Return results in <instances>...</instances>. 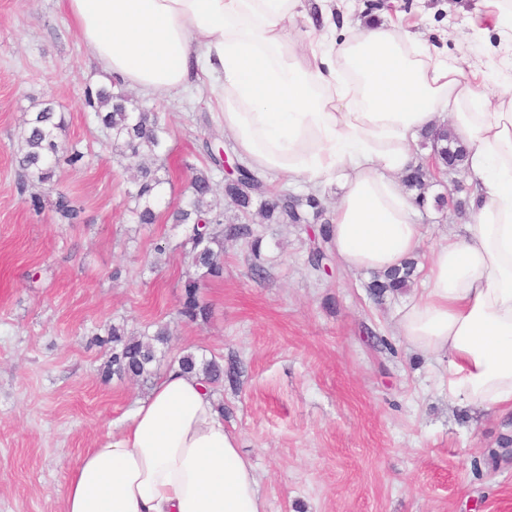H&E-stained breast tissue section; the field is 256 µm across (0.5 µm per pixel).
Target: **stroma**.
<instances>
[{
	"label": "stroma",
	"mask_w": 512,
	"mask_h": 512,
	"mask_svg": "<svg viewBox=\"0 0 512 512\" xmlns=\"http://www.w3.org/2000/svg\"><path fill=\"white\" fill-rule=\"evenodd\" d=\"M341 0L350 23L372 16L427 39L433 52L466 60L485 89L503 47L486 0ZM86 57L61 0H0V512H62L79 457L127 425L150 384L103 379L100 325L141 333L167 325L156 374L185 352L237 366L238 382L216 389L224 424L257 469L267 512H512V415L452 403L443 365L411 352L394 311L373 299L372 276L328 254L327 273L308 265L311 225L253 224L259 254L224 242V278L206 281L207 321L175 314L188 268L183 225L169 213L198 170L216 187L209 152L237 155L205 90L139 98L166 126L169 184L155 224L134 223L125 191L127 160L87 103L111 87ZM53 100L64 139L84 154L58 163L49 182L26 179L18 135L29 113ZM466 170L431 182L415 220L427 259L467 217ZM82 208L59 223L57 192ZM41 210L30 205L32 195ZM265 278L252 277L253 265Z\"/></svg>",
	"instance_id": "35a3bbf8"
}]
</instances>
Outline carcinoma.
Here are the masks:
<instances>
[{"label": "carcinoma", "mask_w": 512, "mask_h": 512, "mask_svg": "<svg viewBox=\"0 0 512 512\" xmlns=\"http://www.w3.org/2000/svg\"><path fill=\"white\" fill-rule=\"evenodd\" d=\"M88 104L112 137L114 153L137 163V174L127 190V196L134 202L133 218L138 224L156 223L159 218L156 208L164 179L152 161L160 156L166 128L161 126L156 115L133 111L126 101V94L120 89L100 88L90 92ZM26 125L21 158L26 177L44 182L58 162L65 160L75 165L83 159L82 152L61 139L65 121L56 109H41L26 121ZM431 179L432 174L423 162L418 163L404 179L407 189L416 192L415 203L420 207L425 203ZM223 197L241 214L244 222L224 225V209L216 198L212 178L201 170L193 174L182 205L172 213L174 223L188 228L184 246L187 247L190 267L202 271L200 276L185 273L181 283L177 316L187 322L205 321L210 315V308L201 292L202 279L224 277V261L221 260L224 238L243 239L253 253L259 252L261 240L245 222L252 214H257L263 224H317L323 241L327 242L331 237V223L322 219L324 207L317 195L299 196L287 190H274L246 166L238 169L236 177L224 184ZM54 208L61 224H76L80 220V206L63 192L57 193ZM415 271L416 262L410 261L401 270L374 276L367 288L377 299L383 298L387 292L401 293L410 287ZM105 333L106 336L96 338L104 346L111 345L102 369L103 376L127 377L144 383L150 381L157 362L156 344L169 340L167 326L158 324L153 332L145 331L139 338L126 336L125 328L115 324L105 329ZM178 363L184 372L203 377L214 389L226 381L232 385L237 383L236 368L226 370L215 360L200 361L190 352L179 357Z\"/></svg>", "instance_id": "cac0c4a2"}]
</instances>
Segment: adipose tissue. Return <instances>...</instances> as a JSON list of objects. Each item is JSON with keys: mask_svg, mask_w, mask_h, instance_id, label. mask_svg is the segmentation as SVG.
<instances>
[{"mask_svg": "<svg viewBox=\"0 0 512 512\" xmlns=\"http://www.w3.org/2000/svg\"><path fill=\"white\" fill-rule=\"evenodd\" d=\"M85 53L142 95L209 87L250 167L319 187L341 180L331 246L380 273L421 246L401 186L411 143L449 116L465 146L471 219L432 251L424 291L395 310L414 353L445 362L450 401L512 411V91L489 97L459 61L377 20L328 27L299 52L288 33L327 0H62ZM63 512H266L255 466L216 396L172 367L126 428L81 456Z\"/></svg>", "mask_w": 512, "mask_h": 512, "instance_id": "obj_1", "label": "adipose tissue"}]
</instances>
